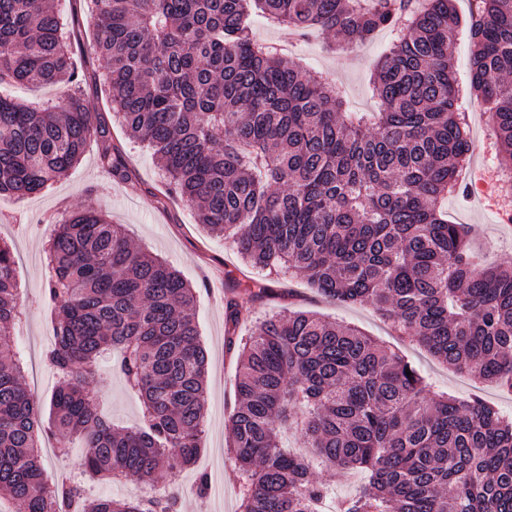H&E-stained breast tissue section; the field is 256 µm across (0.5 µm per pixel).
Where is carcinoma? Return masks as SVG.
<instances>
[{"instance_id": "obj_1", "label": "carcinoma", "mask_w": 512, "mask_h": 512, "mask_svg": "<svg viewBox=\"0 0 512 512\" xmlns=\"http://www.w3.org/2000/svg\"><path fill=\"white\" fill-rule=\"evenodd\" d=\"M89 2L90 50L107 64L112 110L151 151L167 196L252 268L300 271L328 301L370 304L448 368L512 394V265H480L445 211L465 191L458 173L470 158L454 0ZM473 2L470 90L488 104L499 170L512 174V0ZM255 14L301 37L333 33L344 50L390 31L373 81L379 111H344L335 85L255 40ZM61 83V107L0 95V194H41L93 138L102 169L128 178L109 129L85 106L61 16L49 0H0V87ZM46 252L56 327L45 361L58 385L45 407L5 342L21 312L15 256L0 239V503L177 512L178 496L155 477L204 447L208 354L195 287L95 210L72 211ZM236 288L251 299L268 292L250 278ZM247 313L227 303L240 512H322L329 489L312 480L317 467L367 474L336 512H512V420L478 398L428 395L411 363L354 327L288 310L238 336ZM115 349L141 400L135 429L106 420L89 389ZM295 432L311 455L288 448ZM42 438L59 453L82 440L86 473L149 492L92 498L71 478L48 485Z\"/></svg>"}]
</instances>
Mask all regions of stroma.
<instances>
[{
	"label": "stroma",
	"instance_id": "35a3bbf8",
	"mask_svg": "<svg viewBox=\"0 0 512 512\" xmlns=\"http://www.w3.org/2000/svg\"><path fill=\"white\" fill-rule=\"evenodd\" d=\"M51 2L60 10L69 33L87 107L108 125L112 142L132 178L119 181L104 173L98 163V146L92 142L68 176L55 181L39 196L25 201L0 196V239L8 242L19 257L17 275L22 304L21 318L9 343L29 365L25 378L30 393L40 403H49L57 380L43 357L54 327L45 299V246L56 224L75 209L93 208L106 214L112 223L124 225L135 247L167 260L184 280L198 286L195 320L209 354L204 393L205 446L193 464L179 471L160 472L158 482L178 490L180 512H237L239 469L227 449L228 422L235 401L236 354L229 351L225 339V300L233 282L247 276L258 277L259 272L245 265L231 240L212 235L198 224L189 205L177 199L160 203L162 175L150 151L125 136L106 99L108 72L103 60L89 48L95 28L87 0ZM253 29L258 40L286 47L306 72L335 84L344 96L347 111H377L372 81L378 61L392 46L389 32H379L358 48L344 52L330 49L327 39L316 33L289 42L288 30L271 28L261 18L255 19ZM458 107L465 113L472 134L470 160L461 181L466 184L482 179L486 186L480 195L467 192L449 198L448 220L469 226L471 246L485 262L512 263V223L503 224L498 219L500 210H512V199L496 188L499 161L492 139L479 137L489 124L488 114L480 99L465 93L460 96ZM268 286L270 292L261 302L251 303L244 295L238 298L241 305L253 307L255 320L291 309L355 326L406 356L429 383L431 392H448L461 398L477 396L512 417V394L448 370L418 345L399 342L370 306L327 302L300 274L279 277L269 281ZM91 389L100 409L114 425L131 428L138 424L140 403L110 366H102ZM83 455L78 442L66 456L47 455V480L70 475L79 477L94 496L137 495L135 482L110 483L85 474ZM203 476L209 480V489L201 497L197 485Z\"/></svg>",
	"mask_w": 512,
	"mask_h": 512
}]
</instances>
